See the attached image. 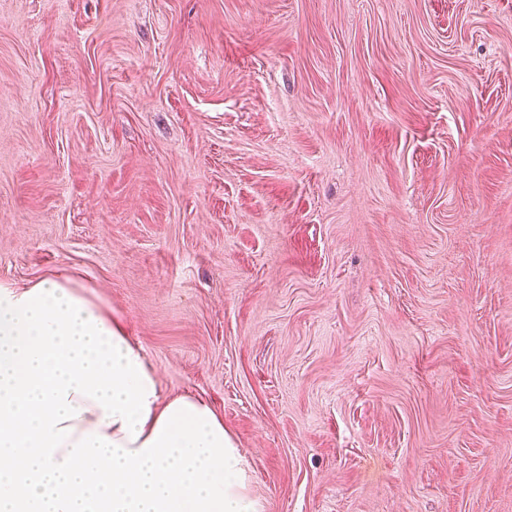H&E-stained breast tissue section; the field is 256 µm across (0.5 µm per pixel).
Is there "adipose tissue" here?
Listing matches in <instances>:
<instances>
[{
    "instance_id": "1",
    "label": "adipose tissue",
    "mask_w": 512,
    "mask_h": 512,
    "mask_svg": "<svg viewBox=\"0 0 512 512\" xmlns=\"http://www.w3.org/2000/svg\"><path fill=\"white\" fill-rule=\"evenodd\" d=\"M0 512L257 509L223 418L63 278L0 283Z\"/></svg>"
}]
</instances>
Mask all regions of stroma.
<instances>
[{"instance_id": "obj_1", "label": "stroma", "mask_w": 512, "mask_h": 512, "mask_svg": "<svg viewBox=\"0 0 512 512\" xmlns=\"http://www.w3.org/2000/svg\"><path fill=\"white\" fill-rule=\"evenodd\" d=\"M57 276L259 512H512V0H0V281Z\"/></svg>"}]
</instances>
